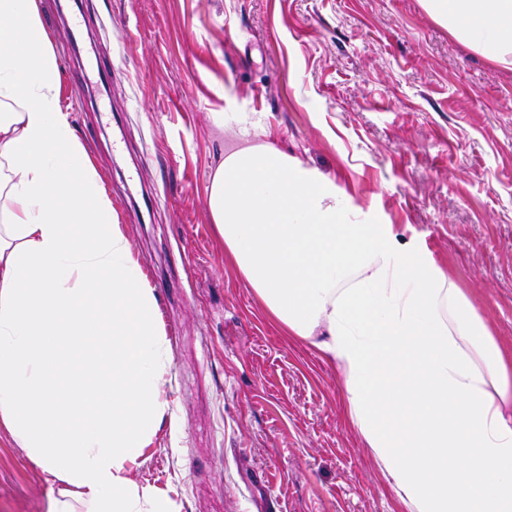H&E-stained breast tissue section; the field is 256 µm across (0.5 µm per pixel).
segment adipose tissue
Masks as SVG:
<instances>
[{
  "mask_svg": "<svg viewBox=\"0 0 512 512\" xmlns=\"http://www.w3.org/2000/svg\"><path fill=\"white\" fill-rule=\"evenodd\" d=\"M422 6L512 67V0ZM58 91L35 0H0V426L59 481L48 512H172L128 477L169 408L156 294ZM236 123L207 197L225 259L337 366L406 512H512V352L426 248Z\"/></svg>",
  "mask_w": 512,
  "mask_h": 512,
  "instance_id": "obj_1",
  "label": "adipose tissue"
}]
</instances>
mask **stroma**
Returning a JSON list of instances; mask_svg holds the SVG:
<instances>
[{
  "label": "stroma",
  "mask_w": 512,
  "mask_h": 512,
  "mask_svg": "<svg viewBox=\"0 0 512 512\" xmlns=\"http://www.w3.org/2000/svg\"><path fill=\"white\" fill-rule=\"evenodd\" d=\"M36 3L171 345L175 422L130 479L175 512H403L337 367L226 262L210 177L255 114L258 142L422 244L512 349V69L421 0ZM58 486L0 427V512H47Z\"/></svg>",
  "instance_id": "obj_1"
}]
</instances>
